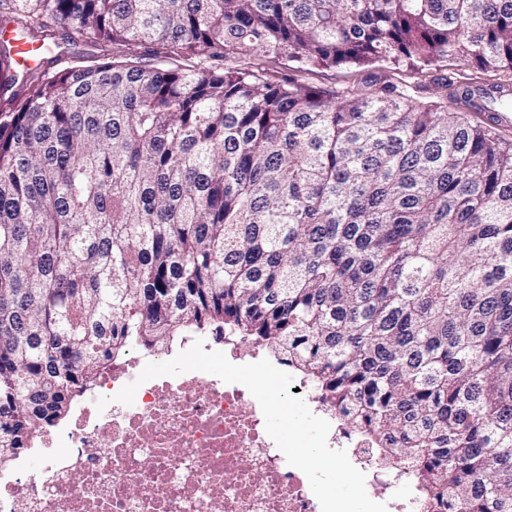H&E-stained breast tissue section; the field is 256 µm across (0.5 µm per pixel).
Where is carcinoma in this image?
<instances>
[{
	"mask_svg": "<svg viewBox=\"0 0 512 512\" xmlns=\"http://www.w3.org/2000/svg\"><path fill=\"white\" fill-rule=\"evenodd\" d=\"M54 59L0 102V469L139 345L226 333L411 465L440 512H512V0H0ZM145 49L155 63L136 61ZM296 70L406 63L413 86ZM431 93L419 100L412 92ZM106 53L107 52L104 48H101L100 46H95L81 39L78 36H73L68 39H59L57 47L52 51V53H47L42 64L47 65L48 61L53 60L54 57H57L59 55L63 59L71 58V60L80 59V57L87 58L98 56L95 59L88 58V60H98L101 57H103V55ZM240 352L245 357L244 361L242 363H240V365L257 362V361H259L261 359L266 358L276 368H278V369H280V370H282V371H284V372H286V373H288L289 375L292 376L293 384H291L290 387H289V389H290L293 386L291 388V391H289V393L292 396H294V397L302 396L304 398V400H309V401H313V402L317 401L316 396L314 395L312 389H310L308 384L306 382H304L301 378L299 380V384L294 386V384H295L294 374L295 373H293L288 368L277 364L276 361L272 357L269 356V354H268V352H267L265 347L257 346L255 344H253L250 340H240ZM252 355H257V358L256 359H252L251 358ZM296 388H299L298 392H295Z\"/></svg>",
	"mask_w": 512,
	"mask_h": 512,
	"instance_id": "cac0c4a2",
	"label": "carcinoma"
}]
</instances>
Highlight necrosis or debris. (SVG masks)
<instances>
[{
  "label": "necrosis or debris",
  "instance_id": "1",
  "mask_svg": "<svg viewBox=\"0 0 512 512\" xmlns=\"http://www.w3.org/2000/svg\"><path fill=\"white\" fill-rule=\"evenodd\" d=\"M166 359L141 351L114 362L100 381L105 408L80 406L71 425L38 435V467L0 474V512H321L245 386L201 371L138 383L147 363ZM133 382V403L117 402ZM331 442L389 512H419L416 498L393 496L402 475L368 438L339 426Z\"/></svg>",
  "mask_w": 512,
  "mask_h": 512
}]
</instances>
